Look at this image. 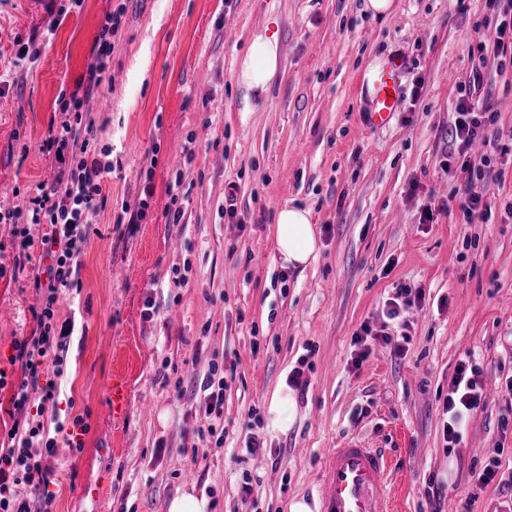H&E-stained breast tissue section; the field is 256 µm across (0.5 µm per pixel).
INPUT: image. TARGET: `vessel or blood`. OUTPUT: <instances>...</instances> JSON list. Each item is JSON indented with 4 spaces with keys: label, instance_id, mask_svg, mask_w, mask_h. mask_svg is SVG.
I'll use <instances>...</instances> for the list:
<instances>
[{
    "label": "vessel or blood",
    "instance_id": "1",
    "mask_svg": "<svg viewBox=\"0 0 512 512\" xmlns=\"http://www.w3.org/2000/svg\"><path fill=\"white\" fill-rule=\"evenodd\" d=\"M403 63L390 57L382 61L369 93V123L385 124L400 98L399 76ZM108 405L113 417L125 416L131 408L127 380L112 377ZM392 462L385 450L349 438L325 459L318 512H389Z\"/></svg>",
    "mask_w": 512,
    "mask_h": 512
}]
</instances>
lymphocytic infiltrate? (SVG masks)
<instances>
[{
  "mask_svg": "<svg viewBox=\"0 0 512 512\" xmlns=\"http://www.w3.org/2000/svg\"><path fill=\"white\" fill-rule=\"evenodd\" d=\"M487 9L497 14L493 43L478 39L472 46L477 54H485L487 47H494L493 64L497 70L512 65V10L503 9L501 0H485ZM103 66H96L89 73L84 94H71L61 100L64 115L58 124L49 126L41 144L43 153L54 155L62 168L59 180L65 181L64 192L39 187L33 200L30 221L47 223L50 231L41 240H34L29 230L14 227L11 244L20 256H28L31 247H40L48 265L44 275L34 276L33 289L40 305L34 318L37 328L32 335L15 341L9 363L19 364L22 376L12 396L13 424L6 438L0 440V512H49L54 493L49 488L51 472L48 457L54 456L58 442L68 447H80L79 432L85 429L82 417H75L71 431L61 438L49 435L46 415L55 408L60 381L74 333L71 319H58L57 302L62 291L78 287L80 257L88 242L94 216L103 211L107 200L100 193V183L111 173V162L102 160L94 148L97 129L93 120L83 111L87 94L93 93L102 83ZM480 74H473L469 81L457 85V117L448 135L454 152L461 157L460 169L444 165L443 172L455 176L466 175L464 210L468 217L487 219L489 208L483 201L481 183L484 169L491 163L489 148L495 147L493 134L496 114L491 109H477L473 100L474 89L479 88ZM479 369L472 362H460L448 386L443 412L448 421L444 437L456 442L458 427L465 414L479 407L483 388L476 379ZM225 381L218 363H211L207 376L198 387L196 405L208 418L207 433L217 436L224 419ZM40 391L41 402L31 405V391ZM27 485L34 491L33 498L17 497L16 486Z\"/></svg>",
  "mask_w": 512,
  "mask_h": 512,
  "instance_id": "lymphocytic-infiltrate-1",
  "label": "lymphocytic infiltrate"
}]
</instances>
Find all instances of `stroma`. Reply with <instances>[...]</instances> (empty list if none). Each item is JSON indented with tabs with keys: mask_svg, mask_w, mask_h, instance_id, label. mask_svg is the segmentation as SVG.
<instances>
[{
	"mask_svg": "<svg viewBox=\"0 0 512 512\" xmlns=\"http://www.w3.org/2000/svg\"><path fill=\"white\" fill-rule=\"evenodd\" d=\"M363 2L0 0V210L23 217L38 185L57 181L40 144L61 118L60 95L86 84L106 16L126 8L91 112L95 146L112 162L101 182L108 205L80 288L59 302L75 331L56 418L83 416L88 429L81 449L62 444L48 460L50 512H166L188 486L211 512H290L298 502L316 512L325 456L350 436L392 456L394 512L512 506V424L501 423L512 406V69L469 53L474 25L494 36L483 0H394L384 18ZM267 25L280 69L247 113L237 59ZM31 44L33 62L19 56ZM392 55L403 60L398 108L386 126L365 127L364 68ZM476 68V100L495 110L502 146L485 178V223L462 211L441 170L456 86ZM147 183L145 219L117 224ZM174 183L178 224L168 221ZM288 205L311 209L319 235L302 269L275 252V215ZM11 230L0 223V435L21 377L11 345L36 328V296L13 275ZM400 288L425 299L391 321ZM366 326L374 336L358 364ZM465 359L484 397L451 447L442 406ZM214 361L228 372L220 448L194 408ZM298 366L309 385L289 428L271 430L272 396ZM116 373L130 384L120 419L107 406Z\"/></svg>",
	"mask_w": 512,
	"mask_h": 512,
	"instance_id": "35a3bbf8",
	"label": "stroma"
}]
</instances>
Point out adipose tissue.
I'll list each match as a JSON object with an SVG mask.
<instances>
[{
	"instance_id": "ef3b65f1",
	"label": "adipose tissue",
	"mask_w": 512,
	"mask_h": 512,
	"mask_svg": "<svg viewBox=\"0 0 512 512\" xmlns=\"http://www.w3.org/2000/svg\"><path fill=\"white\" fill-rule=\"evenodd\" d=\"M279 59L277 35H254L238 62V87L248 95L266 92L278 70ZM275 244L290 267H303L315 260L319 248L310 210L296 206L280 209L276 215Z\"/></svg>"
}]
</instances>
